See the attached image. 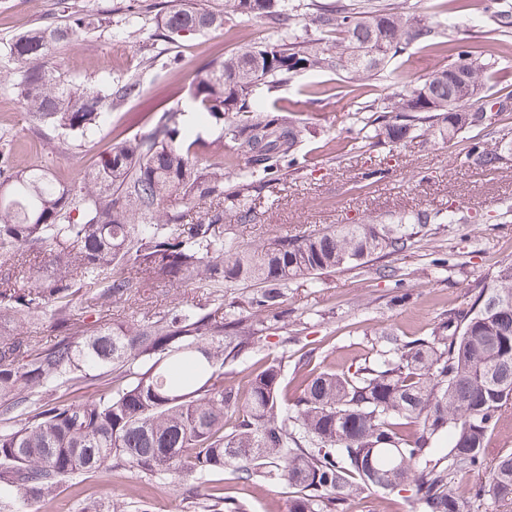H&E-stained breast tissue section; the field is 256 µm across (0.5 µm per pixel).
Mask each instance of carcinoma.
<instances>
[{"label": "carcinoma", "mask_w": 512, "mask_h": 512, "mask_svg": "<svg viewBox=\"0 0 512 512\" xmlns=\"http://www.w3.org/2000/svg\"><path fill=\"white\" fill-rule=\"evenodd\" d=\"M172 2L145 5L159 11L164 41L221 27L226 14L264 18L272 37L207 65L190 88L194 113L163 109L147 135L113 145L74 183L0 156V512H20L65 484L78 496L85 479L127 469L191 480L203 512H241L224 495L227 473L285 486L288 512H345L367 491H406L418 512H479L488 501L512 512V453L487 456L494 433L512 422V263L429 338L401 343L383 332L390 348L352 372L297 362L293 401L276 358L251 370L244 387L224 377L260 330L288 326L289 283L369 263L368 273L401 288L402 268L373 261L406 251L431 224L456 221L454 211L412 210L391 227L341 224L250 246L224 238V220L250 217L263 188L312 166L299 145L321 134L316 122L253 108L256 88L308 70L403 84L390 61L413 42L435 45L453 28L450 16L402 12L387 0H224L222 12ZM482 10L498 31L512 28L509 0H486ZM99 25L93 14L73 16L10 43L18 95L48 138L82 137L108 109L143 97L136 73L101 93L51 65L56 44ZM445 49L448 65L418 87L363 102L346 146L372 154L420 137L450 142L512 100L504 88L485 95L490 64L479 47L450 34ZM226 115L238 116L226 128L246 160L237 171L224 137L188 129ZM466 159L501 163L480 139ZM194 280L243 292L227 302L220 294L213 306L108 317L158 283L177 290ZM41 316L56 333L48 346L29 331ZM88 378L104 382V393L70 398ZM480 471L486 479L461 492Z\"/></svg>", "instance_id": "1"}]
</instances>
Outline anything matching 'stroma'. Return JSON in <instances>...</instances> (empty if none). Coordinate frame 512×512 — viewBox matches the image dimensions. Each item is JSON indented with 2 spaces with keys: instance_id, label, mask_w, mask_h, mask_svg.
Instances as JSON below:
<instances>
[{
  "instance_id": "1",
  "label": "stroma",
  "mask_w": 512,
  "mask_h": 512,
  "mask_svg": "<svg viewBox=\"0 0 512 512\" xmlns=\"http://www.w3.org/2000/svg\"><path fill=\"white\" fill-rule=\"evenodd\" d=\"M105 17L102 27L75 43H59L52 63L81 85L103 90L140 70L142 99L112 108L86 136L69 149L39 136L17 95L9 44L13 37L38 25L63 24L64 14ZM454 35L469 44L485 46L497 67L495 88L512 84L505 73L512 56V35H499L488 15L473 10L456 13ZM158 18L139 11L136 0H0V142L27 164L49 168L63 181L77 180L115 143L150 131L154 106L181 105L190 110L189 89L203 68L223 60L237 48L269 38L264 19L229 16L223 28L203 35H187L170 44L155 40ZM178 64L166 65L168 56ZM447 53L421 43L391 61L405 71L406 84L385 79L348 83L330 70L303 73L274 91L256 90L260 106L276 105L302 121L320 116L319 139L304 141L301 152L314 157L307 173L288 178L263 192L252 203L248 221L225 225V237L258 242L293 229L310 232L330 224L388 223L391 216L410 210H457L459 221L441 225L405 252L397 264L407 271V300L396 299L390 284L352 271L324 274L288 287L289 329L262 332L252 349L233 366L234 371L256 367L276 356L289 390H296L294 366L305 353L321 369L338 372L355 368L381 345L380 333L394 332L401 340L430 335L449 313L466 308L474 285L490 281L498 267L512 263V156L498 169L468 163L470 138L512 143V112L494 115L490 124L472 129L469 136L450 142L415 139L399 155L386 158L381 174H373L367 155L349 152L339 157L325 142L339 141L352 124L360 103L373 97L396 96L415 88L437 68L447 65ZM447 254L448 264L431 263ZM149 479L137 471L112 477H93L83 484L81 497L58 492L49 503L29 505L28 512H82L84 503L99 500L126 502L125 512H137L131 501ZM246 512H288L283 488L263 481L236 486L232 491Z\"/></svg>"
}]
</instances>
